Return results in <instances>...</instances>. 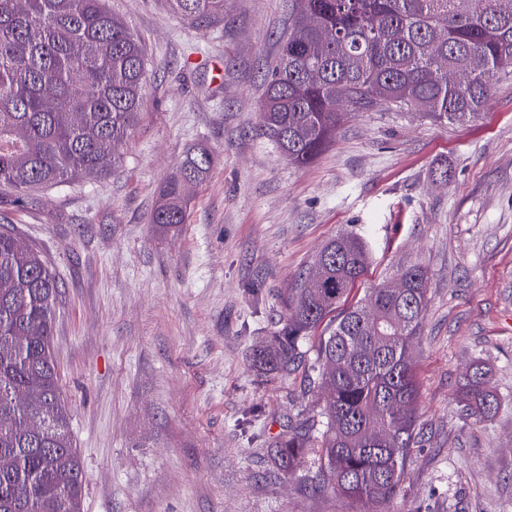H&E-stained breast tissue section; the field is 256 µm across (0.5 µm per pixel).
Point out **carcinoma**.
<instances>
[{"instance_id":"1","label":"carcinoma","mask_w":512,"mask_h":512,"mask_svg":"<svg viewBox=\"0 0 512 512\" xmlns=\"http://www.w3.org/2000/svg\"><path fill=\"white\" fill-rule=\"evenodd\" d=\"M187 24L224 20V0H167ZM292 24L265 78L261 132L288 163L312 162L350 112L386 104L439 122L478 116L498 75L512 73V0H294ZM148 58L106 0H0V208L37 209L39 193L105 176L141 119ZM215 163L191 148L150 214L159 235L186 223L187 184ZM369 245L339 234L295 293L280 328L252 352L262 374L306 365L303 343L365 273ZM381 284L322 336L307 391L319 424H299L267 453L281 475L314 453L311 484L378 512L400 492L417 443L419 387L410 359L428 302V275ZM58 281L43 255L0 218V512H82L85 474L73 446L52 336ZM478 361L458 384L464 419L499 407Z\"/></svg>"}]
</instances>
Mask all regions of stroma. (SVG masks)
Here are the masks:
<instances>
[{
  "instance_id": "35a3bbf8",
  "label": "stroma",
  "mask_w": 512,
  "mask_h": 512,
  "mask_svg": "<svg viewBox=\"0 0 512 512\" xmlns=\"http://www.w3.org/2000/svg\"><path fill=\"white\" fill-rule=\"evenodd\" d=\"M107 4L149 58L141 124L107 176L12 215L59 285L52 344L83 512H355L307 472L270 473L268 443L319 406L302 373L265 376L250 361L340 233L372 250L350 302L406 266L429 275L411 350L419 437L384 512H512V75L465 122L349 113L297 167L259 131L293 0H224L207 30L166 0ZM200 143L216 162L188 188L179 232L158 235V191ZM479 360L500 407L465 422L455 390Z\"/></svg>"
}]
</instances>
